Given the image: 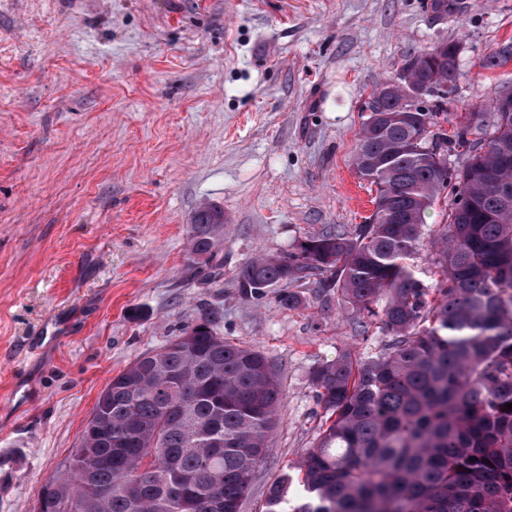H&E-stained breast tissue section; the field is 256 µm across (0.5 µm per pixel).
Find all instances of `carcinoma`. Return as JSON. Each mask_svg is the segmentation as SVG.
Instances as JSON below:
<instances>
[{
  "instance_id": "obj_1",
  "label": "carcinoma",
  "mask_w": 512,
  "mask_h": 512,
  "mask_svg": "<svg viewBox=\"0 0 512 512\" xmlns=\"http://www.w3.org/2000/svg\"><path fill=\"white\" fill-rule=\"evenodd\" d=\"M459 45L438 42L404 58L433 87L411 111L401 93L362 116L354 165L376 186L375 209L352 236L326 232L295 250L238 268L236 288L259 298L329 272L320 288L366 323L378 318L390 348L344 351L314 366L324 410L316 445L269 485L264 512H512V111L460 115L453 136L435 130L456 93ZM512 61V43L484 69ZM463 150L466 162L448 165ZM454 197L441 233V277L412 263L425 216L443 189ZM224 211L199 209L188 261L217 275ZM204 309L162 348L133 361L100 392L63 472L46 479L34 512H242L269 451L282 400L259 350L217 332ZM98 465L84 473L86 456Z\"/></svg>"
}]
</instances>
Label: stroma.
Masks as SVG:
<instances>
[{
  "label": "stroma",
  "mask_w": 512,
  "mask_h": 512,
  "mask_svg": "<svg viewBox=\"0 0 512 512\" xmlns=\"http://www.w3.org/2000/svg\"><path fill=\"white\" fill-rule=\"evenodd\" d=\"M455 42L457 91L440 126L512 91V0H0V512H33L77 447L101 390L204 306L263 352L283 398L243 512L318 438L311 371L345 349L388 348L335 293L234 285L244 262L353 231L374 205L353 167L369 95L405 56ZM452 200L428 211L413 263L440 276ZM224 211V272L190 273L191 219Z\"/></svg>",
  "instance_id": "35a3bbf8"
}]
</instances>
